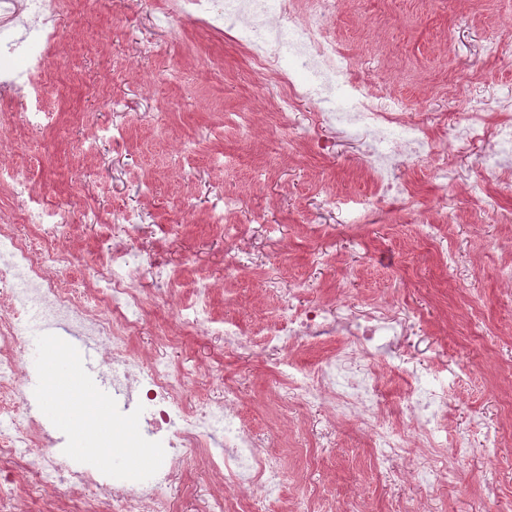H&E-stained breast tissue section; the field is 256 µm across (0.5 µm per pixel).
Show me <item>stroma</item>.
Segmentation results:
<instances>
[{"instance_id":"35a3bbf8","label":"stroma","mask_w":512,"mask_h":512,"mask_svg":"<svg viewBox=\"0 0 512 512\" xmlns=\"http://www.w3.org/2000/svg\"><path fill=\"white\" fill-rule=\"evenodd\" d=\"M168 0H66L59 17L60 47L52 58L54 82L29 99L14 100L16 117L57 114L45 130L26 133L24 168L39 196L65 208L77 234L78 259L96 252L90 215L111 218L134 207L153 255L182 269L186 279L207 274L217 315L267 333L287 301L295 305L343 303L352 314L380 307L401 321L395 350L369 358L386 425L406 429L404 401L387 375L397 354L410 355L422 381L459 378L448 387V442L456 491L440 487L433 512H481L484 483L494 478L499 512H512V297L496 279L512 264V198L479 203L464 192L480 175L475 146L449 148L447 180L431 168H405L401 176L420 195H448L462 216L447 238H417V215L402 199L371 211L362 224L348 221L371 185L359 174L362 141L319 124L317 108L300 104L294 126L314 138L335 139L331 155L315 157L283 145L272 118L285 85L271 72L253 71L230 30L193 22L161 23ZM335 32L372 83L379 104L401 98L431 126L457 120L476 95L512 97V63L486 59L488 39L512 37V0H341ZM253 114L250 138L225 123L228 112ZM238 201L228 224L241 225L247 249L226 265V244L211 223L225 196ZM337 205H328V196ZM164 224L180 225L176 235ZM454 250L453 267L442 253ZM297 290L289 298V290ZM177 304L149 302L145 330L134 338L135 357L191 368V394L216 399L233 388L246 422L268 438L267 451L285 472L279 508L294 512L309 500L313 512H415L427 485L411 477L388 483L372 456L363 425L343 420L325 428L323 407L295 410L276 399L274 366L281 360L320 365L330 344L284 351L271 346L226 347L223 338L184 334L167 346ZM447 336L436 333L448 315ZM56 361L43 352L32 378L31 401L56 418L67 396H50ZM499 427L502 441L487 454L476 433ZM329 445L317 448L321 429ZM220 475L184 461L172 481L177 512H204L223 493Z\"/></svg>"}]
</instances>
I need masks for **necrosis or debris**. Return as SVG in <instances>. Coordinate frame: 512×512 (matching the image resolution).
Here are the masks:
<instances>
[{
    "mask_svg": "<svg viewBox=\"0 0 512 512\" xmlns=\"http://www.w3.org/2000/svg\"><path fill=\"white\" fill-rule=\"evenodd\" d=\"M62 0H0V99L14 100L38 91L51 74ZM340 0H171L163 21L189 18L208 28L224 24L235 31L255 68L277 74L288 90L274 103L284 130H291L297 101L321 107L322 122L365 140L360 169L374 186L372 204L399 197L421 217L420 236L436 241L451 213L449 204L432 209L413 184L401 179L394 157L412 163H436L456 141L483 144L485 174L468 186L471 198L512 197V102L480 97L468 100L460 119L435 134L417 113L399 100L375 104L353 58L332 35ZM33 183L22 171L9 179L10 200L0 207V512H174V466L193 449H204L202 467L221 474L228 487L250 490L251 499L214 496L208 512H250L252 498L278 499L285 472L265 453L264 438L245 426L234 390L220 401L193 400L185 393L187 369L164 361L139 363L129 350L131 337L143 332L147 298L141 287L140 256L148 246L140 238L142 215L134 208L115 212L111 222L97 221L103 246L72 275L75 258L68 243L74 232L65 210L36 200ZM154 292L176 300L182 326L239 342L248 330L219 318L208 278H198L190 299L178 268L154 263ZM65 326L78 336L102 343L101 363L122 367L112 389L113 403L139 402L148 410L138 448L158 456L162 467L150 479L129 484L109 479L55 450L42 415L25 392L30 380L21 354L35 330ZM393 328L372 315L351 321L347 311L332 315L322 304L289 310L271 342L285 349L343 337L320 365L305 369L288 361L276 365L280 398L299 408L325 405L333 418L353 419L370 433L378 465L397 476L409 470L429 475L430 487L450 483L436 452L447 449L443 434L448 415L447 388L416 384L403 396L411 426L404 432L381 424L378 395L365 355L387 348ZM224 442L211 450L216 434Z\"/></svg>",
    "mask_w": 512,
    "mask_h": 512,
    "instance_id": "4bbe7bcc",
    "label": "necrosis or debris"
}]
</instances>
